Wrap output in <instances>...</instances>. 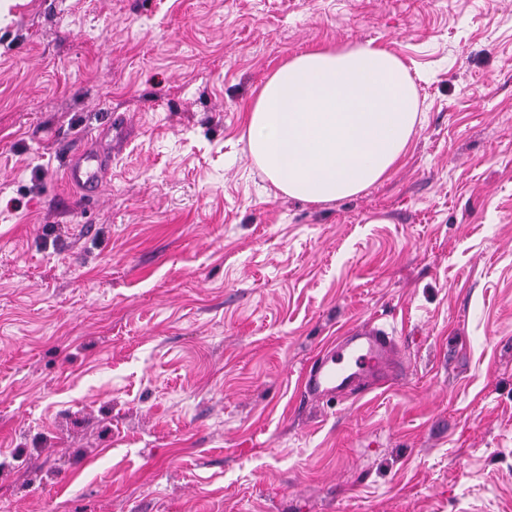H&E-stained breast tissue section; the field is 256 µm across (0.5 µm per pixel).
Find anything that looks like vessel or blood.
<instances>
[{
  "label": "vessel or blood",
  "mask_w": 512,
  "mask_h": 512,
  "mask_svg": "<svg viewBox=\"0 0 512 512\" xmlns=\"http://www.w3.org/2000/svg\"><path fill=\"white\" fill-rule=\"evenodd\" d=\"M109 165L102 148L84 150L69 159L65 167L66 180L82 196L93 197L102 185ZM395 345V337L389 336L386 329L377 324L354 330L336 347L327 350L307 372L306 396L318 399L342 392L361 395L365 377L382 375L393 364Z\"/></svg>",
  "instance_id": "obj_1"
}]
</instances>
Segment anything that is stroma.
<instances>
[{"mask_svg": "<svg viewBox=\"0 0 512 512\" xmlns=\"http://www.w3.org/2000/svg\"><path fill=\"white\" fill-rule=\"evenodd\" d=\"M354 42L410 71L407 156L274 195L246 105ZM367 320L400 372L304 400ZM0 512H512V0H0ZM109 165L110 160L106 159L101 146L85 149L69 159L65 167L66 180L90 199L102 185Z\"/></svg>", "mask_w": 512, "mask_h": 512, "instance_id": "1", "label": "stroma"}]
</instances>
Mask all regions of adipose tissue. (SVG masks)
Instances as JSON below:
<instances>
[{
    "instance_id": "obj_1",
    "label": "adipose tissue",
    "mask_w": 512,
    "mask_h": 512,
    "mask_svg": "<svg viewBox=\"0 0 512 512\" xmlns=\"http://www.w3.org/2000/svg\"><path fill=\"white\" fill-rule=\"evenodd\" d=\"M419 121L405 63L366 43L286 60L249 104L245 128L251 158L279 193L322 204L388 177Z\"/></svg>"
}]
</instances>
